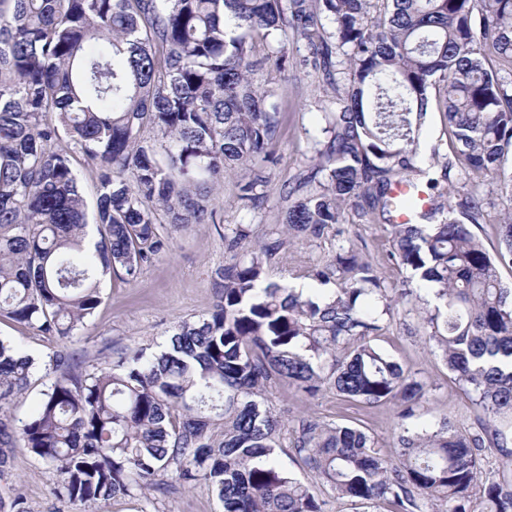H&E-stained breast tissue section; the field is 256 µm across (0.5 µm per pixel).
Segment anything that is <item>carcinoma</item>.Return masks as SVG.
I'll use <instances>...</instances> for the list:
<instances>
[{
    "instance_id": "obj_1",
    "label": "carcinoma",
    "mask_w": 512,
    "mask_h": 512,
    "mask_svg": "<svg viewBox=\"0 0 512 512\" xmlns=\"http://www.w3.org/2000/svg\"><path fill=\"white\" fill-rule=\"evenodd\" d=\"M290 38L307 54L289 55ZM259 42L281 69L324 71L332 90L314 162L284 188L282 223L312 239L333 231L335 255L309 270L306 294L266 276L280 239L224 228L232 263L215 271L224 294L212 311L181 321L159 350L122 352L93 373L56 352L60 376L18 426L2 414L34 359L0 337V480L23 448L56 473L53 495L92 512L118 500L157 512L171 479L204 486L222 512H324L280 466L284 424L259 397L286 381L412 415L427 382L375 340L424 291L435 300L426 340L477 427L405 428L388 458L357 427L303 418L292 451L361 512H512V286L499 273L512 265V93L498 76L512 71V0H0V317L71 338L101 302L99 271L131 284L165 251L158 213L217 223L216 191L237 170L243 207L261 205L253 163L276 160L280 107ZM431 88L453 159L433 154L437 196L397 224L394 210L413 199L391 189L423 172ZM78 158L96 170L91 211ZM486 183L503 206L494 255L472 231ZM348 209L389 227L388 258L407 277L385 284L345 236ZM490 448L500 462L485 478ZM0 512H26L8 483Z\"/></svg>"
}]
</instances>
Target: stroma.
<instances>
[{
    "label": "stroma",
    "mask_w": 512,
    "mask_h": 512,
    "mask_svg": "<svg viewBox=\"0 0 512 512\" xmlns=\"http://www.w3.org/2000/svg\"><path fill=\"white\" fill-rule=\"evenodd\" d=\"M267 76L283 105V114L276 161L264 167L268 183L261 207L245 210L237 198L234 178H226L217 197L219 225L193 224L169 229L166 251L146 264L133 284L113 277L103 281L102 302L95 316L74 338L46 336L0 318V336L20 344L36 361L29 389L9 406L7 416L13 424L30 418L42 390L55 380L56 373L48 365L53 352L67 351L80 371L93 372L105 367L118 353L156 347L179 321L205 313L217 303L220 287L214 272L231 262L224 250L225 225L255 224L268 232L279 224L285 207L281 188L310 165L314 152L309 135L324 124L330 90L322 72L310 68L280 70L272 65ZM346 228L352 240L365 242L366 255L383 279L402 280L403 271L387 258L389 244L383 225L360 224L351 217ZM335 247V240L329 237L294 240L281 252L269 275L276 281L301 283L308 267L324 261ZM422 316L421 306H398L389 330L378 340L381 350L432 385L426 402L413 417H400L398 409L390 404L368 407L347 402L329 389L310 397L285 382L272 385L263 395L264 402L287 427L277 449L280 465L296 479L315 487L326 503V512L352 509L349 503L337 500L330 488L318 482L293 455L289 429L300 417L325 423L360 424L389 457L399 449L398 435L402 429L435 428L446 420L461 427L475 423L467 395L450 381L440 352L424 340ZM9 481L26 500L28 512H84L83 506L52 495L53 470L28 451L16 453ZM157 507L159 512H220L218 501L204 487L191 488L178 481L169 483L159 496Z\"/></svg>",
    "instance_id": "stroma-1"
}]
</instances>
